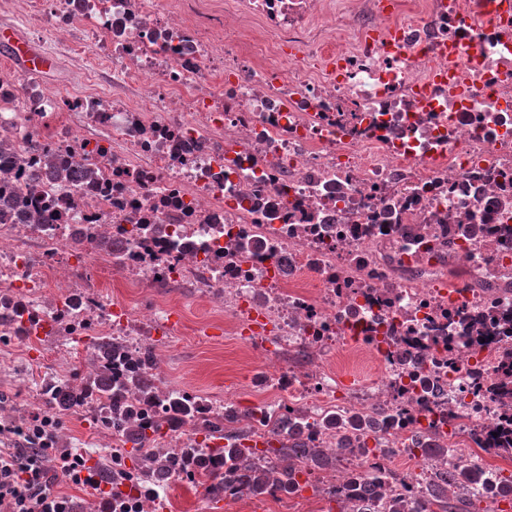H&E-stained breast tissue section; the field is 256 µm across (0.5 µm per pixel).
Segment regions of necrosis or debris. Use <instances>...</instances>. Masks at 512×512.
<instances>
[{
	"instance_id": "obj_1",
	"label": "necrosis or debris",
	"mask_w": 512,
	"mask_h": 512,
	"mask_svg": "<svg viewBox=\"0 0 512 512\" xmlns=\"http://www.w3.org/2000/svg\"><path fill=\"white\" fill-rule=\"evenodd\" d=\"M505 0H0L75 85L0 75V344L112 340L95 371H42V409L0 408V434L63 448L67 415L112 424L113 512H150L159 451L174 482L249 448L261 468L296 425L344 438L348 512H388L438 473L475 472L489 500L512 465V16ZM401 30L377 50L373 33ZM282 71L266 70V53ZM112 272L110 285L92 278ZM194 288L257 353L269 401L223 410L144 392L140 364L170 334L168 304L111 288ZM81 389L59 415L61 398ZM178 410V430L127 470L125 419ZM224 416L225 436L193 423ZM452 457L431 455L433 447Z\"/></svg>"
}]
</instances>
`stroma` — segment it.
I'll return each mask as SVG.
<instances>
[{
    "mask_svg": "<svg viewBox=\"0 0 512 512\" xmlns=\"http://www.w3.org/2000/svg\"><path fill=\"white\" fill-rule=\"evenodd\" d=\"M169 298L174 305V316L180 317L183 325L193 326L196 321H209L219 335L214 339H198L193 336H172L157 348L156 353L163 366V380L174 389H187L209 400L215 407H223L225 395L235 393L243 387L253 362V351L238 339L223 335V315L214 313L203 305L191 288H149L142 302L151 304L157 296ZM29 348L18 344L5 349L17 375L16 381L0 380V400L13 405L18 411L30 414L39 411L40 402L31 391L26 378ZM209 478L195 484H180L169 487L165 499L168 512H329V500L314 499H255L244 496L227 499L220 494H209Z\"/></svg>",
    "mask_w": 512,
    "mask_h": 512,
    "instance_id": "obj_1",
    "label": "stroma"
}]
</instances>
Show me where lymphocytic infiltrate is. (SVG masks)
<instances>
[{"mask_svg": "<svg viewBox=\"0 0 512 512\" xmlns=\"http://www.w3.org/2000/svg\"><path fill=\"white\" fill-rule=\"evenodd\" d=\"M23 429L0 439V512H75L73 498L62 485L94 491L104 512H111L112 490L87 464L80 448L45 451L29 445Z\"/></svg>", "mask_w": 512, "mask_h": 512, "instance_id": "obj_1", "label": "lymphocytic infiltrate"}]
</instances>
